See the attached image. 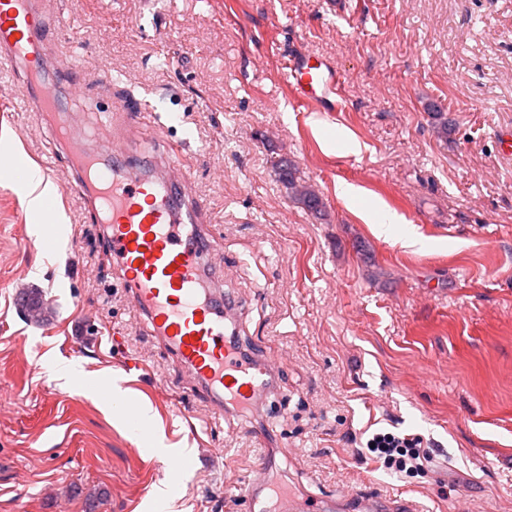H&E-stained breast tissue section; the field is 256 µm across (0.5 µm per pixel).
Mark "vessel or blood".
Returning a JSON list of instances; mask_svg holds the SVG:
<instances>
[{"label": "vessel or blood", "instance_id": "b4317fda", "mask_svg": "<svg viewBox=\"0 0 512 512\" xmlns=\"http://www.w3.org/2000/svg\"><path fill=\"white\" fill-rule=\"evenodd\" d=\"M48 37L38 0H0V58L15 66L35 110L56 115L52 131L69 152V189L81 197L85 216L104 225L130 303L211 406L228 404L242 412L265 404L277 388L279 362L244 351L227 332L239 305L223 298L214 283L206 260L205 206L188 191L185 168L158 149L142 118L127 116L124 102L102 112L106 119L115 112L126 115L108 139L99 126L81 129L57 115L58 92L44 81L54 68L45 53ZM287 69L298 101L323 112L337 107L342 75L335 67L298 50L289 55ZM0 165L8 167L16 189H29L33 172L23 157L1 155ZM36 221L40 239L53 246L61 228L53 199L43 201ZM249 484L245 512H267L262 495L268 490L278 497V512H412L407 501L368 492L327 496L310 506L286 483H273L261 465Z\"/></svg>", "mask_w": 512, "mask_h": 512}]
</instances>
